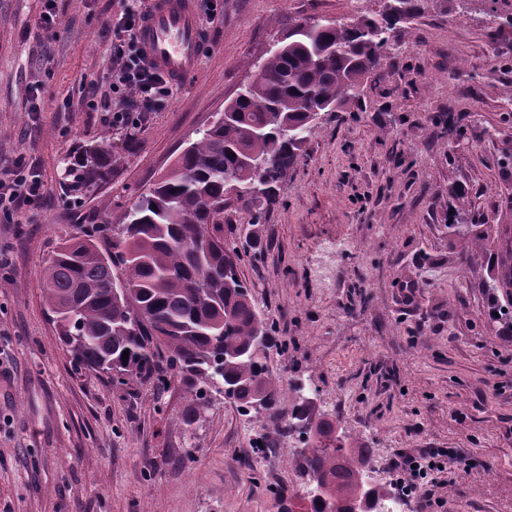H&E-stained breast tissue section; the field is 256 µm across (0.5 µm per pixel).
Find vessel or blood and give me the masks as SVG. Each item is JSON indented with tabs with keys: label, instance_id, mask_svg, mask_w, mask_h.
I'll list each match as a JSON object with an SVG mask.
<instances>
[{
	"label": "vessel or blood",
	"instance_id": "obj_1",
	"mask_svg": "<svg viewBox=\"0 0 512 512\" xmlns=\"http://www.w3.org/2000/svg\"><path fill=\"white\" fill-rule=\"evenodd\" d=\"M148 61L180 81L197 67L202 29L193 0H153L140 29Z\"/></svg>",
	"mask_w": 512,
	"mask_h": 512
}]
</instances>
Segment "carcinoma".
Here are the masks:
<instances>
[{
  "instance_id": "carcinoma-1",
  "label": "carcinoma",
  "mask_w": 512,
  "mask_h": 512,
  "mask_svg": "<svg viewBox=\"0 0 512 512\" xmlns=\"http://www.w3.org/2000/svg\"><path fill=\"white\" fill-rule=\"evenodd\" d=\"M417 2L393 0L388 10L352 24L288 21V53L269 55L262 81L238 91L229 115L200 131L151 188L107 222L112 251L100 250L94 225L58 247L43 271V301L55 314L71 309L56 324L77 365L125 377L154 374L164 385L166 377L156 374V359L164 356L199 401L214 375L233 386L225 396L244 411L259 396L268 408L277 404L283 382L267 366L276 326L237 273V246L224 243V209L244 203L251 223H259L317 128L312 113L359 99ZM247 155L264 159V172H245ZM64 163L71 189L92 192L112 175V144L104 137ZM257 177L265 184L260 194L251 189ZM272 430L282 437L298 433L305 450L297 466L311 484L323 481L331 491L325 501L312 498L310 512H350L354 477L371 449L352 447L339 436L340 421L303 398Z\"/></svg>"
}]
</instances>
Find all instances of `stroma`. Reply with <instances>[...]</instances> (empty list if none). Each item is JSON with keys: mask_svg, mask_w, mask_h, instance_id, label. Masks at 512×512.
I'll list each match as a JSON object with an SVG mask.
<instances>
[{"mask_svg": "<svg viewBox=\"0 0 512 512\" xmlns=\"http://www.w3.org/2000/svg\"><path fill=\"white\" fill-rule=\"evenodd\" d=\"M223 2L196 71L126 131L109 122L107 89L96 111L83 104L112 66L118 0H0V158L26 156L48 184L40 210L0 218V512H279L276 492L307 483L299 438L261 455L254 442L303 389L371 449L387 489L398 451L455 449L466 461L448 466L441 512H512V338L485 313L489 294L512 304V26L492 22L490 0H420L358 102L324 114L260 223L225 210L239 274L277 325V408L244 415L214 391L198 404L174 369L164 386L117 384L63 348L41 289L61 243L152 187L289 20L347 23L392 0ZM105 132L110 182L69 201L64 158ZM333 240L346 250H327Z\"/></svg>", "mask_w": 512, "mask_h": 512, "instance_id": "obj_1", "label": "stroma"}]
</instances>
